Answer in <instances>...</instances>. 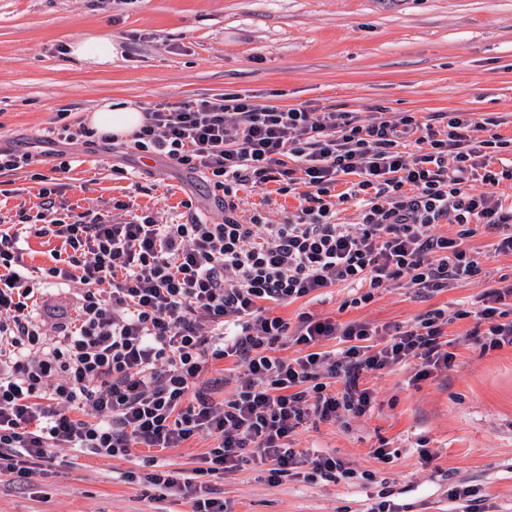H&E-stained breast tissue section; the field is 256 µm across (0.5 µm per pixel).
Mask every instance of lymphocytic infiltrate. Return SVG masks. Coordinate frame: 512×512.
<instances>
[{"instance_id": "1", "label": "lymphocytic infiltrate", "mask_w": 512, "mask_h": 512, "mask_svg": "<svg viewBox=\"0 0 512 512\" xmlns=\"http://www.w3.org/2000/svg\"><path fill=\"white\" fill-rule=\"evenodd\" d=\"M445 119L442 130L408 113L366 123L352 110L279 108L241 94L147 111L134 147L205 175L219 222L62 213L52 187L40 188L36 213L19 211V230L0 229V474L26 481L55 448L129 458L202 437L212 446L193 476L152 458L149 473L124 478L188 493L193 512H223L201 479L244 461L267 465L273 481L305 463L308 480H336L342 461L307 459L292 446L297 429L365 415L374 392L362 374L411 363L420 381L450 370L449 319L474 318L484 347L512 345V281L485 289L475 310L434 308L387 336L308 312L293 329L272 312L339 285L354 308L403 280L440 292L480 273L466 241L486 233L497 254L512 255V204L497 193L512 182V138L472 112ZM407 142L414 152H404ZM351 174L357 182L336 193ZM270 182L297 194L296 219L239 221V189ZM345 203L357 206L358 223L335 222ZM443 222L456 234L439 232ZM29 235L61 240L51 266L25 262ZM69 283L79 290L77 317L37 320L42 290ZM332 339L339 348L327 349ZM287 342L297 356H278ZM227 358L243 370L217 402L203 376Z\"/></svg>"}]
</instances>
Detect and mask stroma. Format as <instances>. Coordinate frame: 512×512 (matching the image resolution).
<instances>
[{
    "label": "stroma",
    "instance_id": "stroma-1",
    "mask_svg": "<svg viewBox=\"0 0 512 512\" xmlns=\"http://www.w3.org/2000/svg\"><path fill=\"white\" fill-rule=\"evenodd\" d=\"M95 35L118 44L111 65L68 57L72 42ZM222 93L364 116L475 112L498 118L497 133L511 138L512 0H0V146L39 155L36 172L63 186L58 206L82 213L113 202L120 221L129 203L163 224L194 213L221 221L201 175L128 142L52 144L47 135L58 113L80 121L115 97L150 109ZM62 160L69 171H58ZM39 188L24 171L0 175V221L36 209ZM236 203L238 216L273 224L300 209L274 182L241 188ZM493 241H468L483 258L481 275L427 299L402 283L346 309L348 292L338 287L274 312L293 324L309 312L394 328L437 307L453 311L512 275V255L494 253ZM474 326L471 318L446 325L451 370L416 382L402 365L364 375L374 392L367 414L299 431L295 448L336 456L352 477L273 483L249 461L210 487L230 512H370L381 497L392 512H467L466 500L449 497L453 486L474 489L482 512H512V346L482 349L468 337ZM210 446L198 437L128 459L56 448L23 486L0 481V512H192L190 497L123 474L154 456L188 476ZM377 448L392 449L391 458L376 459Z\"/></svg>",
    "mask_w": 512,
    "mask_h": 512
}]
</instances>
